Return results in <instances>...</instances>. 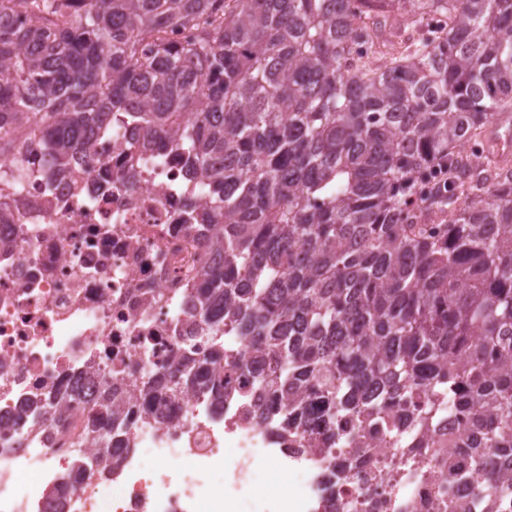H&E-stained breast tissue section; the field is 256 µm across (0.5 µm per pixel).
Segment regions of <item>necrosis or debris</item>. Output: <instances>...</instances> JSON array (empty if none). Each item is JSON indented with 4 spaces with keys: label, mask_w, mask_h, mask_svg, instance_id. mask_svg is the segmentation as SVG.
Segmentation results:
<instances>
[{
    "label": "necrosis or debris",
    "mask_w": 512,
    "mask_h": 512,
    "mask_svg": "<svg viewBox=\"0 0 512 512\" xmlns=\"http://www.w3.org/2000/svg\"><path fill=\"white\" fill-rule=\"evenodd\" d=\"M140 135L131 120L96 132L89 157L64 174L34 138L0 162V512H240L254 468L276 448L298 490L272 497L273 512H325L328 501L336 512H451L481 495L443 476L470 441L456 410L440 422L450 439L422 461L406 430L353 422L350 450L277 437L247 417L254 390L195 333L201 268L221 223L196 228L206 198L190 188L177 145L143 151ZM19 166L29 172L20 183ZM187 350L221 394L168 395V374ZM111 375L126 425L112 450L117 466L69 477L70 457L96 448L85 410L35 420L20 408ZM146 382L163 423L143 420Z\"/></svg>",
    "instance_id": "4bbe7bcc"
}]
</instances>
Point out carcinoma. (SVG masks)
Here are the masks:
<instances>
[{
  "instance_id": "1",
  "label": "carcinoma",
  "mask_w": 512,
  "mask_h": 512,
  "mask_svg": "<svg viewBox=\"0 0 512 512\" xmlns=\"http://www.w3.org/2000/svg\"><path fill=\"white\" fill-rule=\"evenodd\" d=\"M120 115L207 179L224 260L200 318L259 391L247 415L316 441L416 427L419 454L455 407L472 451L444 477L508 484L512 161L463 147L512 117V0H0V157L41 138L65 171ZM167 385L208 389L189 362ZM72 395L97 408L83 478L112 466V383Z\"/></svg>"
}]
</instances>
